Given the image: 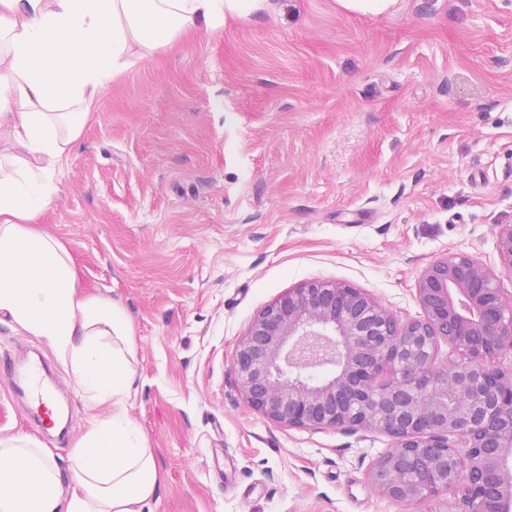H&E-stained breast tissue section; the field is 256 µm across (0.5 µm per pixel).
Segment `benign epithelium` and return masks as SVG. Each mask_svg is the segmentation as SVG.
<instances>
[{"instance_id":"1","label":"benign epithelium","mask_w":512,"mask_h":512,"mask_svg":"<svg viewBox=\"0 0 512 512\" xmlns=\"http://www.w3.org/2000/svg\"><path fill=\"white\" fill-rule=\"evenodd\" d=\"M495 248L511 274L512 224L498 225ZM416 298L424 318L402 322L345 282L288 289L239 339L237 388L278 425L389 436L369 478L406 509L450 493L454 512H512V367L495 365L512 354V293L483 261L447 252L422 270ZM442 340L461 359L438 361Z\"/></svg>"}]
</instances>
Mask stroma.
<instances>
[{
    "instance_id": "1",
    "label": "stroma",
    "mask_w": 512,
    "mask_h": 512,
    "mask_svg": "<svg viewBox=\"0 0 512 512\" xmlns=\"http://www.w3.org/2000/svg\"><path fill=\"white\" fill-rule=\"evenodd\" d=\"M39 218L87 292L133 324L128 416L161 466L151 512H404L370 482L391 439L288 428L251 410L234 351L256 313L310 279L419 319L447 252L498 269L512 224V0H266L184 34L106 84ZM0 355L36 356L70 417L43 433L0 377V437L60 472L90 406L57 357L0 315ZM495 248L502 270L512 273V224L498 225Z\"/></svg>"
}]
</instances>
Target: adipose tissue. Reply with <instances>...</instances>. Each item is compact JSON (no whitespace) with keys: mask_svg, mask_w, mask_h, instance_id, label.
<instances>
[{"mask_svg":"<svg viewBox=\"0 0 512 512\" xmlns=\"http://www.w3.org/2000/svg\"><path fill=\"white\" fill-rule=\"evenodd\" d=\"M264 2L0 0V312L57 356L85 399L112 406L75 447L67 486L36 440L0 437V512H143L155 500L158 461L125 408L136 381L131 320L82 289L39 218L109 80Z\"/></svg>","mask_w":512,"mask_h":512,"instance_id":"ef3b65f1","label":"adipose tissue"}]
</instances>
